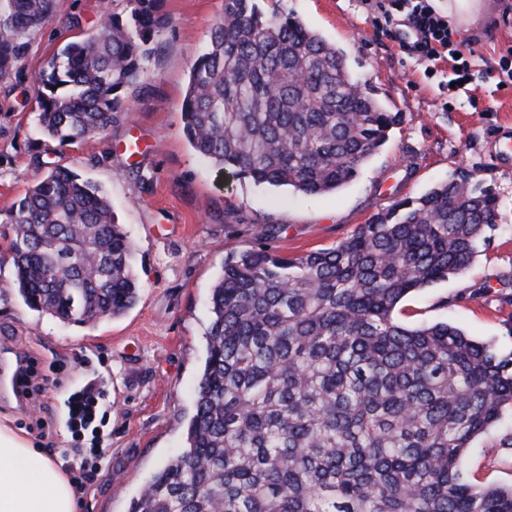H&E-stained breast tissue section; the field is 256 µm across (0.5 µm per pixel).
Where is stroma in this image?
<instances>
[{
  "label": "stroma",
  "mask_w": 512,
  "mask_h": 512,
  "mask_svg": "<svg viewBox=\"0 0 512 512\" xmlns=\"http://www.w3.org/2000/svg\"><path fill=\"white\" fill-rule=\"evenodd\" d=\"M389 0H259L268 14L289 13L344 52L347 66L403 120L388 141L340 189L306 197L287 188L218 174L183 133L181 103L190 67L207 46L222 0H166L148 79L127 96L128 110L101 135L62 146L40 132L31 76L65 43L123 10L122 0H55L52 21L30 36L10 76L0 78V211L24 196L53 163L100 186L134 247L137 303L95 327L67 325L28 308L13 286L9 254L0 255V348L36 357L48 383L41 395L0 398V416L25 431L53 424L39 444L65 470L94 462L97 475L78 512H128L159 466L185 446L206 354L209 289L227 253L254 242L270 224L283 230L269 247L300 255L350 236L394 201L417 197L468 169L499 197L498 231L461 275L409 294L398 318L408 325L453 322L470 336L512 352V80L500 60L512 50V0H484L469 31L453 30L475 75L449 93L450 57L411 53L408 6L385 21ZM95 381L112 403L103 451L75 448L66 426L69 394ZM512 413L474 440L461 462L464 479L512 485Z\"/></svg>",
  "instance_id": "obj_1"
}]
</instances>
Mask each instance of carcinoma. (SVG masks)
Wrapping results in <instances>:
<instances>
[{
  "label": "carcinoma",
  "instance_id": "1",
  "mask_svg": "<svg viewBox=\"0 0 512 512\" xmlns=\"http://www.w3.org/2000/svg\"><path fill=\"white\" fill-rule=\"evenodd\" d=\"M38 72V124L60 145L105 132L143 78L166 0H124ZM54 0H0V78ZM184 134L217 172L306 196L332 192L401 124L344 54L258 0H224L193 62ZM498 198L465 169L393 202L326 249L254 243L210 289L207 354L186 447L129 512H512L459 462L512 407V353L440 321L407 326L410 293L466 270L497 230ZM19 296L94 327L136 302L132 245L99 186L54 166L4 213Z\"/></svg>",
  "mask_w": 512,
  "mask_h": 512
}]
</instances>
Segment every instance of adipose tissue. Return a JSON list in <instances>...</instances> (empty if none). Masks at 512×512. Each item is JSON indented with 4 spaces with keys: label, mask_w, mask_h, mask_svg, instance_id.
<instances>
[{
    "label": "adipose tissue",
    "mask_w": 512,
    "mask_h": 512,
    "mask_svg": "<svg viewBox=\"0 0 512 512\" xmlns=\"http://www.w3.org/2000/svg\"><path fill=\"white\" fill-rule=\"evenodd\" d=\"M0 512H76L61 463L7 419L0 420Z\"/></svg>",
    "instance_id": "obj_1"
}]
</instances>
